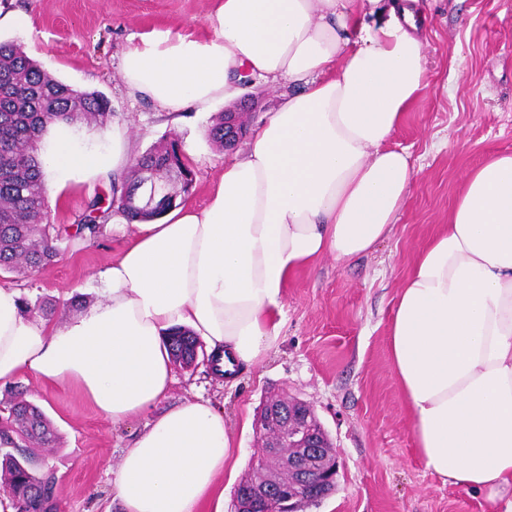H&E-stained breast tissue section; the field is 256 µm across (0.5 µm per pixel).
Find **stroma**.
<instances>
[{
  "mask_svg": "<svg viewBox=\"0 0 512 512\" xmlns=\"http://www.w3.org/2000/svg\"><path fill=\"white\" fill-rule=\"evenodd\" d=\"M26 14L29 30H0L42 70L78 91H97L112 107L102 125L73 127L75 144L103 154L112 132H126L137 156L165 138L178 139L195 184L185 205L200 209L231 155L208 138L215 116L185 109L159 112L133 95L121 58L134 33L180 29L207 33L211 0H0ZM428 62V87L411 104L388 146L405 150L414 166L406 205L389 237L365 255L327 256L298 270L283 293L285 324L277 347L259 364L215 376L206 361L173 364L167 405L203 401L223 411L234 431L224 512L256 457L254 423L262 402L288 394L311 403L338 453L333 493L307 512H482V500L442 484L415 451L412 425L389 353L388 325L400 283L441 224L468 170L492 150L512 151V0H416ZM51 224L65 230L57 261L41 271L0 273V285L29 302L53 304L64 320L94 303L95 278L130 236L125 221L78 233L75 218L93 199L111 200L109 175L79 177L62 191L47 187ZM24 392L52 422L57 442L38 449L58 478V512H120L112 486L123 451L154 417L121 423L101 416L69 389L47 390L25 375L0 386V404Z\"/></svg>",
  "mask_w": 512,
  "mask_h": 512,
  "instance_id": "35a3bbf8",
  "label": "stroma"
}]
</instances>
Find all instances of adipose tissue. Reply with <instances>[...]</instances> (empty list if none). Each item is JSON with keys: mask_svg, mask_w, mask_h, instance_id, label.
Listing matches in <instances>:
<instances>
[{"mask_svg": "<svg viewBox=\"0 0 512 512\" xmlns=\"http://www.w3.org/2000/svg\"><path fill=\"white\" fill-rule=\"evenodd\" d=\"M208 20L204 38L131 35L126 87L170 112L236 101L247 79L288 92L225 162L204 209L138 225L98 273L99 301L57 322L28 316L0 285V385L29 374L126 421L169 391L171 329L256 364L278 342L296 270L391 233L414 170L386 141L427 85L410 0H214ZM48 142L58 188L127 162L120 146L108 158L79 150L64 123ZM388 336L426 469L482 496L485 512H512V153L467 173L399 289ZM232 449L208 403L169 408L125 450L114 497L122 512H223Z\"/></svg>", "mask_w": 512, "mask_h": 512, "instance_id": "ef3b65f1", "label": "adipose tissue"}]
</instances>
